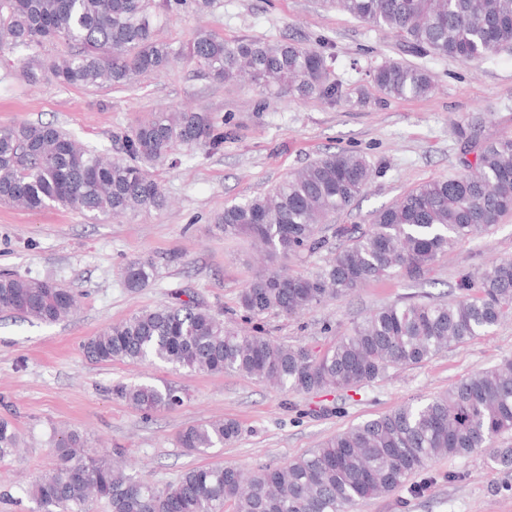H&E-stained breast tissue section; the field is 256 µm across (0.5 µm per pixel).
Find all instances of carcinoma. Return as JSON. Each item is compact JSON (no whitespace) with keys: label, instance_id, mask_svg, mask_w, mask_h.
<instances>
[{"label":"carcinoma","instance_id":"1","mask_svg":"<svg viewBox=\"0 0 512 512\" xmlns=\"http://www.w3.org/2000/svg\"><path fill=\"white\" fill-rule=\"evenodd\" d=\"M174 0H0V52L25 49L22 74H48L64 87H127L175 59L219 81L249 77L304 99H342L331 81L325 51L296 42L239 39L232 43L200 29L175 49L156 38L155 21ZM356 19L389 30L417 56L481 61L512 49V0H325ZM71 48L66 58L42 55L48 44ZM372 79L389 99L422 97L430 74L388 60ZM473 159L456 174L424 182L377 211L371 224L338 225V244L311 276L281 270L257 275L239 295L253 316L270 311L296 316L354 294L368 282L399 275L418 281L462 240L487 232L512 212V138L482 142L472 123L454 126ZM224 134L209 113L158 112L124 136V157L107 159L52 123L22 122L0 129V202L28 210L61 206L95 220L167 199L154 170L178 148L204 145L218 151ZM372 170L360 155L326 154L288 175L269 193L224 207L218 223L244 234L273 259L315 254L326 240L318 224L350 208ZM154 277V262L138 258L125 269L136 292ZM451 301L396 302L382 307L324 350L289 345L261 331L244 332L183 291L87 338L82 350L95 363L158 360L190 372L240 373L281 388L312 393L360 389L389 369L416 366L452 345L488 332L512 314V260L491 262L475 279L457 282ZM70 290L39 279L0 275V310L44 323L68 319ZM112 394L152 412L183 403L184 392L167 383H118ZM241 433L239 423L217 419L190 425L180 447L205 454ZM512 434V358L471 374L419 405H400L323 441L285 465L267 463L252 474L232 464L191 468L160 488L133 476L105 455L88 451L73 431L55 443V466L25 489L35 512H87L95 497L111 512H348L367 499L403 488L441 456L463 457ZM19 447L12 421L0 418V459Z\"/></svg>","mask_w":512,"mask_h":512}]
</instances>
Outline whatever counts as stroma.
Instances as JSON below:
<instances>
[{
    "label": "stroma",
    "mask_w": 512,
    "mask_h": 512,
    "mask_svg": "<svg viewBox=\"0 0 512 512\" xmlns=\"http://www.w3.org/2000/svg\"><path fill=\"white\" fill-rule=\"evenodd\" d=\"M200 27L229 42L293 39L326 47L335 56L331 78L342 87V101L301 100L247 81L221 83L181 61L140 77L128 90L62 88L48 78L34 84L20 74L24 50L0 52V128L54 123L111 158L122 156L129 128L156 112L204 109L224 133L220 151L183 149L158 168L168 198L160 210L92 223L73 209L31 211L0 203V274L49 279L78 296L75 314L57 324L0 318V417L14 421L21 442L19 455L0 459V512H33L23 488L53 468L54 442L63 432L84 435L100 453L123 449L128 473L148 475L163 487L187 468L223 461L250 470L288 462L350 425L446 392L468 374L512 358V316L487 335L422 365L391 369L356 391L287 393L237 373H190L161 363L96 364L84 356L81 345L89 336L168 302L176 289L213 311H237L241 290L268 261L250 238L218 224L226 204L267 193L325 153L357 152L373 175L354 206L320 225L330 241L335 225L367 224L376 210L420 184L458 171L463 144L455 123L475 122L483 141L512 135V51L478 62L414 56L393 34L321 0H213L203 13L194 0H183L157 37L178 45ZM387 60L427 69L434 89L419 98H386L369 70ZM137 258L152 259L156 274L132 292L124 269ZM501 259H512L511 213L488 233L460 242L425 280L371 282L297 316L264 314L258 324L274 339L323 349L371 311L398 301L445 298L461 274L480 275ZM119 381L165 382L183 389L184 402L145 413L112 396ZM329 402L336 412H321ZM215 418L236 420L239 437L205 454L179 447L180 430ZM451 472L464 473V480L448 481ZM352 512H512V469L491 462L484 450L438 458L406 488Z\"/></svg>",
    "instance_id": "stroma-1"
}]
</instances>
